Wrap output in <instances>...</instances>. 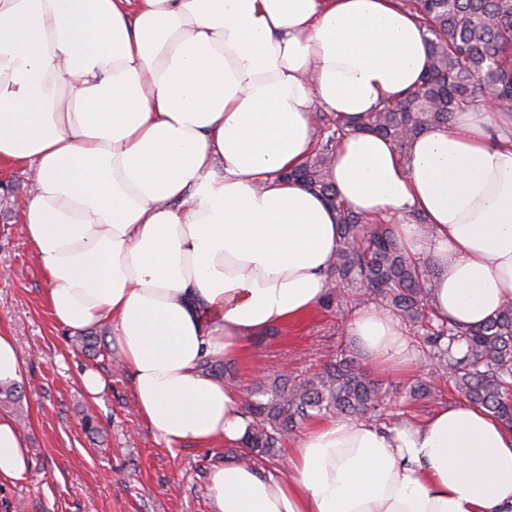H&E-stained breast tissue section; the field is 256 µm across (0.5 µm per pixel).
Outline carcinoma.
<instances>
[{"label":"carcinoma","mask_w":512,"mask_h":512,"mask_svg":"<svg viewBox=\"0 0 512 512\" xmlns=\"http://www.w3.org/2000/svg\"><path fill=\"white\" fill-rule=\"evenodd\" d=\"M427 34L428 64L418 87L405 98L370 113L357 129L394 141L408 140L455 113L493 99L512 112V0H401ZM333 130L314 154L286 177L318 191L336 209L340 247L332 264L336 315L363 301L391 311L423 331L428 356L441 378L466 401L486 408L512 428V302L483 325L460 329L432 312L436 271L410 258L391 227L374 224L338 200L328 179ZM245 402L251 424L239 460L259 464L313 412L381 420L382 388L355 356L340 350L334 362L302 381L281 374L253 383Z\"/></svg>","instance_id":"carcinoma-1"}]
</instances>
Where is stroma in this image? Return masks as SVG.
Segmentation results:
<instances>
[{
  "instance_id": "obj_1",
  "label": "stroma",
  "mask_w": 512,
  "mask_h": 512,
  "mask_svg": "<svg viewBox=\"0 0 512 512\" xmlns=\"http://www.w3.org/2000/svg\"><path fill=\"white\" fill-rule=\"evenodd\" d=\"M46 284L35 263L18 213L0 220V330L11 333L25 363L18 405L2 404L0 412L23 409L20 421L30 475L19 484H0V512H213L207 492L212 462L223 459L220 448H189L178 456L159 446L141 420L127 373L108 356L81 352L58 327L45 304ZM357 351L335 307L323 306L298 323L275 328L255 339L245 360L230 364L232 378L249 390L257 368L268 374L287 370L300 380L320 371L339 347ZM93 367L109 380L98 400L86 397L79 373ZM383 384L386 417L423 420L439 397L410 394L430 374L375 372ZM97 419L101 432L92 436L82 426L85 416Z\"/></svg>"
}]
</instances>
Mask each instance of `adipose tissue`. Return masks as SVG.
Listing matches in <instances>:
<instances>
[{"label": "adipose tissue", "mask_w": 512, "mask_h": 512, "mask_svg": "<svg viewBox=\"0 0 512 512\" xmlns=\"http://www.w3.org/2000/svg\"><path fill=\"white\" fill-rule=\"evenodd\" d=\"M426 64L396 0H0V164L36 176L19 215L49 312L73 336L109 326L171 454L238 447L243 392L203 363L244 358L329 290L337 213L285 177L314 148L313 106L347 130L340 199L435 267L436 315L466 329L512 302V113H457L403 150L353 128ZM347 331L378 370L415 361L385 310ZM28 473L0 414V483ZM207 486L215 512H512V430L465 400L389 426L329 416L285 472L231 456Z\"/></svg>", "instance_id": "1"}]
</instances>
